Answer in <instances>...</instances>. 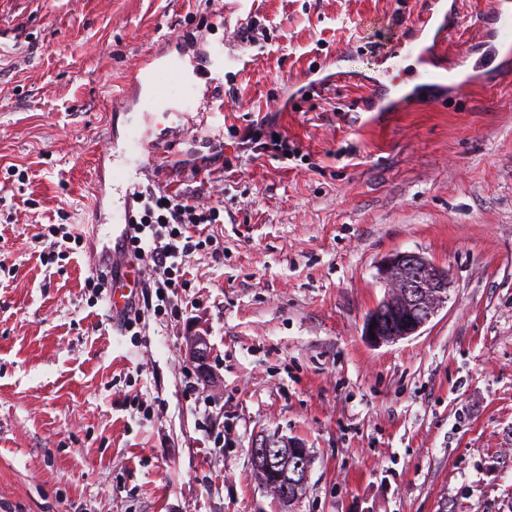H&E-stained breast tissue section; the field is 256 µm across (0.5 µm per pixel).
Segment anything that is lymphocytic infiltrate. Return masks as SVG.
I'll return each instance as SVG.
<instances>
[{
    "instance_id": "obj_1",
    "label": "lymphocytic infiltrate",
    "mask_w": 512,
    "mask_h": 512,
    "mask_svg": "<svg viewBox=\"0 0 512 512\" xmlns=\"http://www.w3.org/2000/svg\"><path fill=\"white\" fill-rule=\"evenodd\" d=\"M132 197L140 207L139 219L123 253L148 268L144 285L154 289L158 302L173 304V291L187 285L184 266L189 256L205 249L213 261L224 257L223 248L202 230L203 225L219 223L221 207L150 184L134 187Z\"/></svg>"
}]
</instances>
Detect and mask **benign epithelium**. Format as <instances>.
<instances>
[{
	"mask_svg": "<svg viewBox=\"0 0 512 512\" xmlns=\"http://www.w3.org/2000/svg\"><path fill=\"white\" fill-rule=\"evenodd\" d=\"M379 279L386 288L384 299L369 316L365 336L383 344L419 332L448 301V272L416 252H397L379 266ZM185 357L201 382H211V347L206 336L187 338ZM259 482L285 504L305 493L309 453L301 445L277 437L266 438L251 448Z\"/></svg>",
	"mask_w": 512,
	"mask_h": 512,
	"instance_id": "1",
	"label": "benign epithelium"
}]
</instances>
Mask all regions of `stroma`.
I'll return each mask as SVG.
<instances>
[{
    "instance_id": "obj_1",
    "label": "stroma",
    "mask_w": 512,
    "mask_h": 512,
    "mask_svg": "<svg viewBox=\"0 0 512 512\" xmlns=\"http://www.w3.org/2000/svg\"><path fill=\"white\" fill-rule=\"evenodd\" d=\"M489 3L0 0V512H282L251 456L273 435L312 456L294 512H512V58L470 68ZM446 12L433 79L408 80L397 41L428 43ZM219 41L223 114L179 128L177 83L135 71L158 51L201 66ZM274 111L300 159L241 152ZM134 130L201 164L140 182L224 206L223 263L188 257L177 312L145 311L137 336L84 286ZM71 221L83 248L46 262ZM395 252L451 288L377 346L364 326ZM185 357L195 369L200 381L209 384L212 378L210 367L211 347L207 337L199 333L188 336Z\"/></svg>"
}]
</instances>
